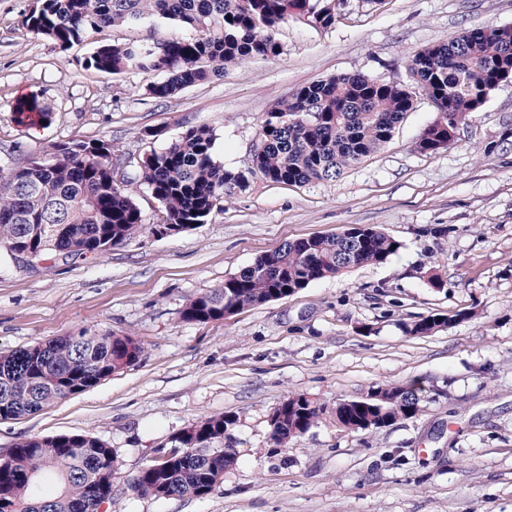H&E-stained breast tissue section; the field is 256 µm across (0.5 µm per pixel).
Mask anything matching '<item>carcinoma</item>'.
Listing matches in <instances>:
<instances>
[{"instance_id": "carcinoma-1", "label": "carcinoma", "mask_w": 512, "mask_h": 512, "mask_svg": "<svg viewBox=\"0 0 512 512\" xmlns=\"http://www.w3.org/2000/svg\"><path fill=\"white\" fill-rule=\"evenodd\" d=\"M159 18L193 34L104 43L90 54L87 67L138 74L146 80V95L172 98L248 59L281 55L278 29L290 19L332 28L336 0H40L26 25L65 49L89 30L137 27ZM409 71L410 86L341 73L293 90L266 112L260 145L240 171L217 161L215 135L206 126L192 127L146 154L130 175L117 174L121 159L102 140L58 145L48 162L33 158L0 176V249L13 259L25 252L71 260L102 254L146 230L130 190L134 184L160 203L166 222L185 230L224 211V199L246 188L251 177L282 185L333 181L392 139L418 94L433 104L438 118L417 149L436 154L448 148L471 113L481 111L497 83L512 81V41L493 30L466 29L417 52ZM14 112L20 123L44 126L52 118L35 98L19 100ZM402 247L375 225L287 240L222 286L187 299L181 315L191 322L223 319L346 269L384 264ZM445 322L431 316L406 325V331L427 336ZM142 352L131 336L81 332L1 353L0 419L34 414L93 387L137 362ZM372 394L375 399L366 405L355 399L333 407L292 395L276 409L282 419L273 439L284 446L326 415L356 432L420 411V399L404 387H377ZM234 423L233 416L218 415L185 428L174 447L190 452L142 469L131 488L157 499L209 495L236 459V450L224 445ZM114 463L113 450L94 436L23 440L0 457V512H32L35 503L40 512H98L112 498Z\"/></svg>"}]
</instances>
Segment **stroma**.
<instances>
[{
    "label": "stroma",
    "instance_id": "stroma-1",
    "mask_svg": "<svg viewBox=\"0 0 512 512\" xmlns=\"http://www.w3.org/2000/svg\"><path fill=\"white\" fill-rule=\"evenodd\" d=\"M35 0H0V169L55 146L102 139L131 160L205 125L215 155L244 168L261 120L299 86L338 73L408 81L412 56L462 30L512 24V0H346L334 27L294 22L283 52L157 100L142 76L86 67L100 42L188 36L165 19L86 32L61 49L31 32ZM37 98L49 126L13 107ZM438 117L417 97L378 152L333 181L251 179L207 223L150 230L83 260L34 266L0 255V352L57 336L137 339L139 361L41 411L0 420V455L34 437L89 434L112 448L103 512H512V83L496 90L437 154L416 143ZM374 224L403 244L381 265L312 282L284 299L207 323L194 295L282 242ZM442 288H433L431 276ZM447 324L429 336L408 323ZM418 385L420 412L350 431L326 420L277 446L273 412L294 394L332 405L383 385ZM235 416L237 458L206 497L138 496L133 478L202 419Z\"/></svg>",
    "mask_w": 512,
    "mask_h": 512
}]
</instances>
